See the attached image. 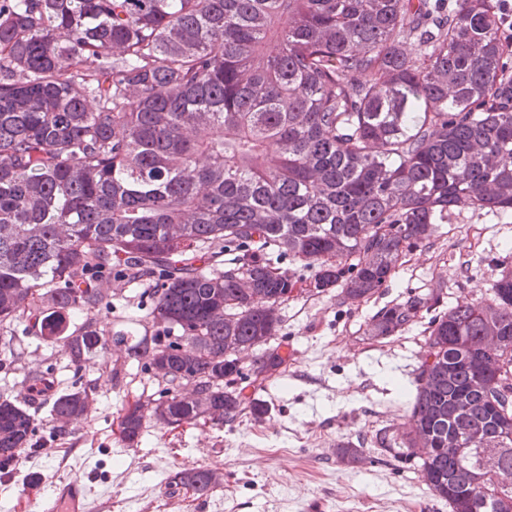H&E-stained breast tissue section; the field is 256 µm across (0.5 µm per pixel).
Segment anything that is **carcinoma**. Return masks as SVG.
Instances as JSON below:
<instances>
[{"label": "carcinoma", "instance_id": "obj_1", "mask_svg": "<svg viewBox=\"0 0 512 512\" xmlns=\"http://www.w3.org/2000/svg\"><path fill=\"white\" fill-rule=\"evenodd\" d=\"M494 0H0V324L27 316L79 366L102 342L66 336L112 271L162 273L154 319L175 340L128 354L184 383L120 416L222 423L263 407L237 386L236 354L267 344L300 279L362 299L406 248L456 213L512 215V80ZM96 63L86 72L82 65ZM428 299L387 308L371 333L401 332ZM286 357L275 347L259 372ZM512 271L487 303L434 319L410 425L380 444L431 440L416 462L451 512L503 510L512 472ZM76 389L63 425L88 415ZM35 419L0 402V464ZM362 449L337 444L354 465ZM174 481L208 494L217 472Z\"/></svg>", "mask_w": 512, "mask_h": 512}]
</instances>
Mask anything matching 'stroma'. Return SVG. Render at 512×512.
I'll list each match as a JSON object with an SVG mask.
<instances>
[{"instance_id":"35a3bbf8","label":"stroma","mask_w":512,"mask_h":512,"mask_svg":"<svg viewBox=\"0 0 512 512\" xmlns=\"http://www.w3.org/2000/svg\"><path fill=\"white\" fill-rule=\"evenodd\" d=\"M505 269H512V218L462 211L405 251L370 298L305 287L281 304L271 343L287 353V363L258 375L253 365L261 349L238 356L241 383L263 405L261 415L246 410L219 425L151 422L131 446L120 436L123 408L166 397L170 389L127 351L163 333L151 315L159 278L113 276L101 306L67 317V333L82 334L91 323L107 338L78 366L27 318L1 325L0 341L9 348L0 351V400L28 403L24 378L37 372L56 392L87 389L94 404L64 428L52 420L49 404L35 407L31 446L0 465V512H21L26 488L46 492L74 479L90 492L89 512H449L412 461L380 447L376 435L406 426L433 320L449 307L491 299ZM415 297L428 304L404 330L372 336L380 310ZM118 336L124 344H115ZM347 440L363 447L354 467L336 457L337 444ZM191 468L215 470L219 484L200 496L172 483L176 472Z\"/></svg>"}]
</instances>
